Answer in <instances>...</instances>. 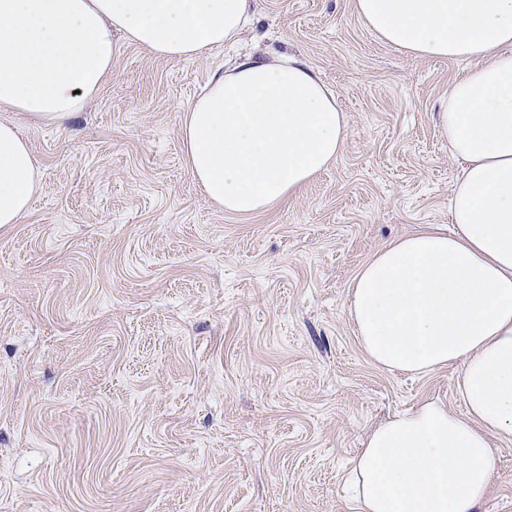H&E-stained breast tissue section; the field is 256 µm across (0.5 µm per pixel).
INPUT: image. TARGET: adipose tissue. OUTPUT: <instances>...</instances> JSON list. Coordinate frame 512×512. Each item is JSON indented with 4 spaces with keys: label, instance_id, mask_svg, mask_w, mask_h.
<instances>
[{
    "label": "adipose tissue",
    "instance_id": "1",
    "mask_svg": "<svg viewBox=\"0 0 512 512\" xmlns=\"http://www.w3.org/2000/svg\"><path fill=\"white\" fill-rule=\"evenodd\" d=\"M257 0H0V111L65 125L112 76L124 38L202 57L235 41ZM382 43L469 62L438 130L460 165L450 227L425 226L356 272L348 316L367 357L412 375L452 368L464 413L427 401L370 429L343 476L349 512H478L493 440L512 441V0H354ZM347 118L300 57L237 59L185 106L191 179L216 208L265 210L341 154ZM41 183L31 146L0 121V227Z\"/></svg>",
    "mask_w": 512,
    "mask_h": 512
}]
</instances>
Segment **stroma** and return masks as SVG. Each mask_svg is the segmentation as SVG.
<instances>
[{"mask_svg":"<svg viewBox=\"0 0 512 512\" xmlns=\"http://www.w3.org/2000/svg\"><path fill=\"white\" fill-rule=\"evenodd\" d=\"M300 56L336 93L345 148L248 215L191 179L183 110L230 56ZM464 61L381 43L353 0H258L238 42L192 60L124 43L67 125L16 122L42 187L0 228V512H347L369 429L453 370L362 351L351 282L376 251L448 223L459 165L436 129ZM480 512H512V442Z\"/></svg>","mask_w":512,"mask_h":512,"instance_id":"35a3bbf8","label":"stroma"}]
</instances>
